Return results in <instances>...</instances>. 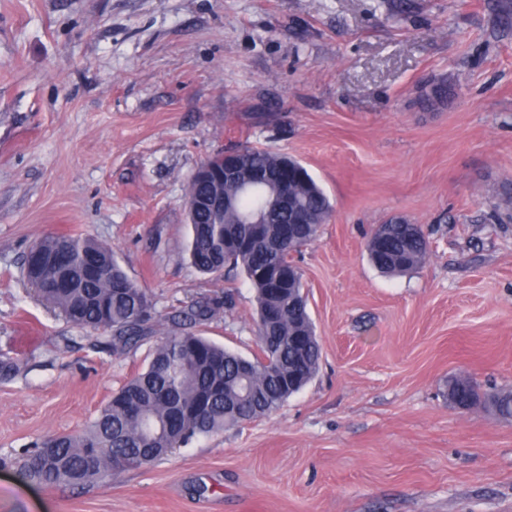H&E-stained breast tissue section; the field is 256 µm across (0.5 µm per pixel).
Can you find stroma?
I'll return each mask as SVG.
<instances>
[{"label": "stroma", "mask_w": 512, "mask_h": 512, "mask_svg": "<svg viewBox=\"0 0 512 512\" xmlns=\"http://www.w3.org/2000/svg\"><path fill=\"white\" fill-rule=\"evenodd\" d=\"M445 105L422 102L431 83ZM298 159L334 205L295 261L319 371L276 413L82 490L26 480L145 363L115 357L24 276L51 234L110 246L171 312L231 296L203 333L257 350L238 272H198L185 187L213 154ZM393 216L432 253L399 276ZM0 512H512V420L449 403L512 388V0H0ZM378 232L389 235L392 242L390 253L377 251L374 234ZM430 247V241L420 226L395 224L391 220L374 227L366 244L369 260L384 274H400L422 266L429 258Z\"/></svg>", "instance_id": "obj_1"}]
</instances>
